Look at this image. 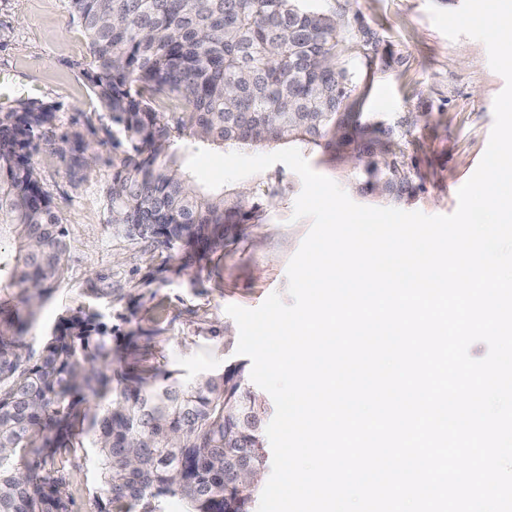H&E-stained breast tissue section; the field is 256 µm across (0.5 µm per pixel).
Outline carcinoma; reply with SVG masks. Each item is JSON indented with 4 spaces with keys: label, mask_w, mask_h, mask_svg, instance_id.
<instances>
[{
    "label": "carcinoma",
    "mask_w": 512,
    "mask_h": 512,
    "mask_svg": "<svg viewBox=\"0 0 512 512\" xmlns=\"http://www.w3.org/2000/svg\"><path fill=\"white\" fill-rule=\"evenodd\" d=\"M92 88L125 147L105 191L106 223L170 252L185 270L237 239L258 205L240 189L206 192L184 149L302 144L359 160L370 190L399 202L415 188L392 130L361 120L337 54L344 18L304 0H69ZM56 112L20 98L0 112V512H72L69 457L95 449L112 505L178 495L187 512H254L242 467L267 469L268 407L246 362L178 380L112 370V330L96 311L64 318L38 354L23 342L61 279L66 230L35 173Z\"/></svg>",
    "instance_id": "cac0c4a2"
}]
</instances>
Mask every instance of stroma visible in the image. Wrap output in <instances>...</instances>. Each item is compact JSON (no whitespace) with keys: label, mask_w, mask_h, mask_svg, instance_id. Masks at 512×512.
Wrapping results in <instances>:
<instances>
[{"label":"stroma","mask_w":512,"mask_h":512,"mask_svg":"<svg viewBox=\"0 0 512 512\" xmlns=\"http://www.w3.org/2000/svg\"><path fill=\"white\" fill-rule=\"evenodd\" d=\"M346 14V38L371 30L373 45L343 53L338 64L356 86L357 111L391 126L416 189L405 211L447 215L457 191L478 166L493 126V101L505 82L494 72L485 46L450 40L433 24L428 3L443 10L462 0H313ZM85 36L68 0H0V110L21 97L53 105L57 134L81 138L90 161L72 171L69 157L39 148L36 173L67 231L64 276L37 307L25 336L31 350L67 312L94 307L109 326L136 332L138 357L183 379L217 372L236 358L238 327L228 305L253 309L285 292L286 268L311 222L292 221L300 178L277 163L240 180L258 196L255 223L201 265L179 270L177 261L150 243L132 239L106 222L104 191L112 180L108 120L87 78ZM316 172L337 182L356 203L378 207L366 189L363 166L324 148H303ZM98 296H89L88 284ZM74 512H98L100 473L93 449L69 468Z\"/></svg>","instance_id":"35a3bbf8"}]
</instances>
